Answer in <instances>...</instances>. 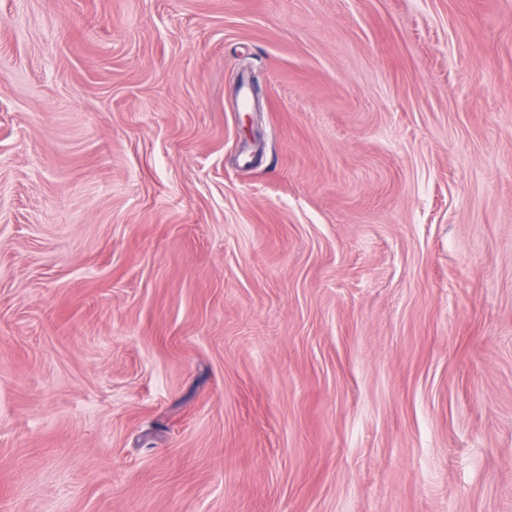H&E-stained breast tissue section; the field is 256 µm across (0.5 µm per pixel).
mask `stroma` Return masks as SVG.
<instances>
[{
  "label": "stroma",
  "mask_w": 512,
  "mask_h": 512,
  "mask_svg": "<svg viewBox=\"0 0 512 512\" xmlns=\"http://www.w3.org/2000/svg\"><path fill=\"white\" fill-rule=\"evenodd\" d=\"M0 512H512V0H0Z\"/></svg>",
  "instance_id": "obj_1"
}]
</instances>
